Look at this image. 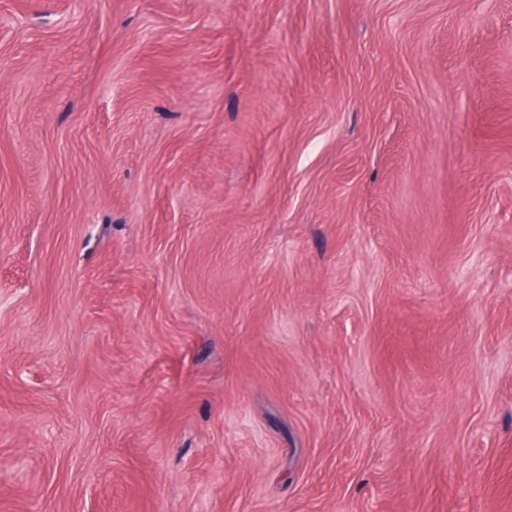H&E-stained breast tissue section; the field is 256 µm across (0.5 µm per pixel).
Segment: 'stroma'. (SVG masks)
I'll return each instance as SVG.
<instances>
[{
  "instance_id": "stroma-1",
  "label": "stroma",
  "mask_w": 512,
  "mask_h": 512,
  "mask_svg": "<svg viewBox=\"0 0 512 512\" xmlns=\"http://www.w3.org/2000/svg\"><path fill=\"white\" fill-rule=\"evenodd\" d=\"M0 512H512V0H0Z\"/></svg>"
}]
</instances>
